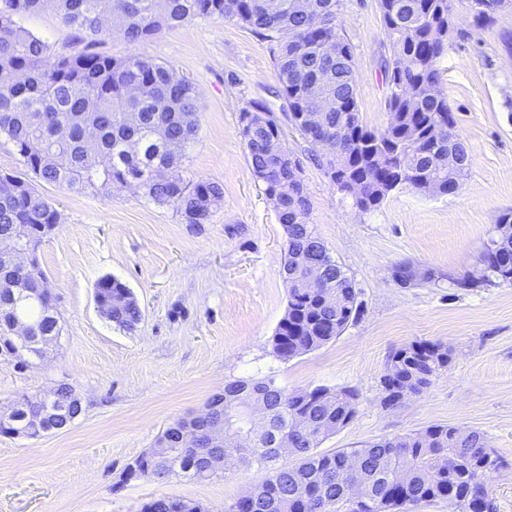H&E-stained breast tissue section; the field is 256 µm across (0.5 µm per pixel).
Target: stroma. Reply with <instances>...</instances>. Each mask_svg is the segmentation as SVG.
Here are the masks:
<instances>
[{
    "label": "stroma",
    "instance_id": "stroma-1",
    "mask_svg": "<svg viewBox=\"0 0 512 512\" xmlns=\"http://www.w3.org/2000/svg\"><path fill=\"white\" fill-rule=\"evenodd\" d=\"M439 68L440 88L465 146L468 172L455 193L394 191L361 211L316 164L318 149L288 131L313 203L310 222L353 279L361 310L340 336L290 360L271 340L288 286L286 235L255 182L239 114L260 101L285 119L271 44L251 28L195 19L143 42L122 35L90 43L50 9L22 21L55 52L141 55L195 82L200 129L183 161L193 180L224 186L210 223L186 224L174 207L134 190L106 196L43 181L36 189L60 223L38 256L61 335L47 357L20 367L0 357V406L16 392L69 383L83 402L66 430L39 439L0 434V512H140L158 497L226 512L266 469L227 463L221 477L125 479L127 465L173 421L197 415L238 378H275L290 390L326 386L357 395V414L322 451L358 448L434 424L480 431L501 461L489 473L494 512H512V285L458 288L478 273L499 217L512 210V8L493 25L472 23L463 0ZM337 24L353 48L361 117L390 118L385 61L391 50L377 0H342ZM410 262L427 275L411 288L393 277ZM104 277L124 283L143 319L118 328L97 310ZM414 341L448 347L451 361L421 394L388 407L379 379L390 354Z\"/></svg>",
    "mask_w": 512,
    "mask_h": 512
}]
</instances>
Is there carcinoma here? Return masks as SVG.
I'll return each instance as SVG.
<instances>
[{"label": "carcinoma", "instance_id": "1", "mask_svg": "<svg viewBox=\"0 0 512 512\" xmlns=\"http://www.w3.org/2000/svg\"><path fill=\"white\" fill-rule=\"evenodd\" d=\"M280 2L282 7L276 10L269 7V0H55L53 6L66 25L92 42L113 34L142 41L196 18L245 24L272 43L288 120L305 139L325 138L338 149L341 167L323 156L318 162L337 190L351 197L353 206L375 209L393 191H419L428 180L435 181L438 194L455 192L467 176V153L453 132L454 117L439 90L438 67L448 48L453 0H377L392 55L386 65L390 119L376 130L360 118L353 54L337 28L341 0H309L306 14L292 7L295 0ZM465 2L474 23L489 25L502 0ZM45 5L46 0H0V140L11 142L26 172L46 183L108 196L112 189L132 184L154 203L174 206L183 223H209L224 202L221 183L185 179L180 171L183 155L169 151V141L178 140L184 150L197 137L196 86L172 66L141 56L55 54L19 22ZM286 31L292 33L288 40L280 38ZM329 41L338 42V62L325 51ZM324 69L331 72L327 85L315 82ZM324 95L333 106L308 132L299 115ZM84 126L99 132L91 151L81 140ZM239 133L252 174L286 234L288 303L272 337V350L287 361L339 336L359 314V291L338 287L337 281L348 274L309 224V196L272 151L271 142L284 139L273 113L265 104L252 102L240 112ZM0 179L14 184L0 195V249L14 241L19 224L58 223L57 209L28 180L9 172L0 173ZM498 231V239L491 240L482 254L479 274L457 281V287L479 288L496 281L512 285V212L501 215ZM304 255L327 273V287L312 293L301 287L305 267L295 258ZM396 276L402 286L419 282L418 271L409 262L397 265ZM95 290L110 322L127 330L141 322V307L126 285L105 277ZM17 320L30 326L35 344L54 331V315L44 303L7 306L0 311L1 356L14 357L9 327ZM449 361L448 350L439 343L413 342L395 350L388 360L397 371L390 401L403 391L422 393ZM230 386L263 391L271 432L295 437L298 445L291 462L281 465L270 435H255L243 448L226 449L239 462L269 470L257 486L254 505L236 500L226 512H349L336 495L358 479L369 485L375 500L370 512H393L435 500L447 502L448 512L493 508L485 469L499 458L477 430L431 425L362 448L324 453L318 448L335 435L330 421L344 413L350 422L357 413V404L350 402L353 391L317 386L298 396L276 385L272 377L236 379ZM16 396L27 399L29 393ZM44 409L27 399L23 427L46 426ZM183 425V419L173 422L157 440L171 448L173 459L143 453L127 466L126 476L169 477L176 460L180 477L215 478L206 470L210 449L182 446ZM355 456L368 465L362 473L348 467ZM401 469L405 478L398 481L395 472ZM182 504L181 499L157 498L145 503L141 512H180Z\"/></svg>", "mask_w": 512, "mask_h": 512}]
</instances>
